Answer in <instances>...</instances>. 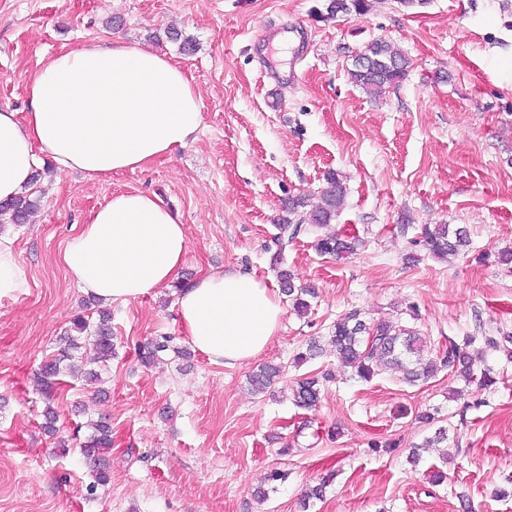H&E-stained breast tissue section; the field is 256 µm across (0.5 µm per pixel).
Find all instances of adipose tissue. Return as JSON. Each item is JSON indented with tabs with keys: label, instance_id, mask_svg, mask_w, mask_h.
Instances as JSON below:
<instances>
[{
	"label": "adipose tissue",
	"instance_id": "adipose-tissue-1",
	"mask_svg": "<svg viewBox=\"0 0 512 512\" xmlns=\"http://www.w3.org/2000/svg\"><path fill=\"white\" fill-rule=\"evenodd\" d=\"M29 110H0V201L29 186L41 155L87 178L142 168L185 146L203 123L199 94L165 55L119 41L51 58L28 82ZM187 252L177 213L144 191L113 195L71 238L61 261L84 293L128 304L168 283ZM277 293L228 270L183 288L177 316L191 345L234 366L260 354L281 317Z\"/></svg>",
	"mask_w": 512,
	"mask_h": 512
}]
</instances>
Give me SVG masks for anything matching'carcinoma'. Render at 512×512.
Returning <instances> with one entry per match:
<instances>
[{
  "instance_id": "cac0c4a2",
  "label": "carcinoma",
  "mask_w": 512,
  "mask_h": 512,
  "mask_svg": "<svg viewBox=\"0 0 512 512\" xmlns=\"http://www.w3.org/2000/svg\"><path fill=\"white\" fill-rule=\"evenodd\" d=\"M373 4L374 0H327L325 12L329 18L340 14L362 16L372 10ZM408 64L406 56L395 45L384 39H375L365 46L363 60H353L347 73L352 84L368 96L376 98L405 79ZM41 177V172H35V187L32 191L0 202V228L7 224L19 225L29 221L40 202V189L37 184ZM325 182L320 203L311 208L308 207L307 199L302 196L288 199V216L277 224L279 248L283 249L293 241L303 231V225L311 224L320 228L336 219L344 205L347 188L343 176L337 172L327 173ZM422 235L429 252L440 259L454 257L471 245L470 230L465 224L428 225L423 228ZM356 245V238L336 233L319 237L315 248L322 254L342 258L353 253ZM277 277L282 293L289 297L294 309L305 313L308 309L305 296L309 295V291L294 287L293 278L286 269L277 271ZM97 315L95 322L83 315L76 316L60 338L63 347L60 348L59 356L47 360L38 373L40 385L49 400L44 410L43 422V429L48 433L56 432L57 411L50 404V400L59 375H80L90 382L100 380L98 371L84 368L76 353L88 345L93 346L97 364L109 362L115 354L112 343V314L107 310H99ZM476 340L475 336H467L460 345L450 338L448 346L436 358H427L424 356V341L418 331L412 328L396 330L386 322L368 325L355 312L336 321L331 335L336 357L345 366L352 368L353 375L358 379L369 381L385 366L401 371L408 384L433 377L441 367L458 374L468 383L476 381L474 359L465 352V348ZM168 351L182 359L190 356V351L174 345L170 336L152 339L138 349V356L141 363L147 366L159 360L160 354ZM280 373V367L264 364L252 376L251 385L255 391L262 393ZM476 382L486 389L495 384L496 380L491 376V370L485 369L481 371ZM320 393L318 380H300L294 390L295 404L304 409L313 408L320 400ZM86 427L88 435L80 446V452L85 461L93 464V481L86 486L87 495L92 496L98 487L111 481L108 452L112 448V428L103 417L89 420Z\"/></svg>"
}]
</instances>
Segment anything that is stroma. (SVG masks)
<instances>
[{"instance_id": "stroma-1", "label": "stroma", "mask_w": 512, "mask_h": 512, "mask_svg": "<svg viewBox=\"0 0 512 512\" xmlns=\"http://www.w3.org/2000/svg\"><path fill=\"white\" fill-rule=\"evenodd\" d=\"M325 0H0V110L29 109L27 79L52 57L119 38L165 54L201 96L194 141L144 168L95 180L52 169L30 223L5 229L26 286L0 299V512H300L307 486L333 482L309 512H512V361L483 337L512 335V0H429L415 9L379 0L363 16H325ZM192 41L181 51L167 37ZM410 67L373 98L348 79L375 39ZM346 178L331 229L357 235L348 258L319 253L318 229L278 251L288 198L318 199L328 171ZM157 195L177 212L188 247L175 283L112 306L116 355L101 385L68 381L58 432L41 428V364L87 296L61 262L66 242L117 192ZM465 224L469 250L439 260L421 230ZM295 287L311 289L298 316L282 301L280 328L251 361L226 367L200 351L143 366L154 337L188 339L176 282L240 268L276 285L275 253ZM360 311L422 333L426 355L475 336L484 390L440 372L418 386L388 372L362 381L336 358L330 329ZM319 338L322 356L294 359ZM282 366L267 393L249 377ZM331 373L314 409L292 400L296 379ZM426 412L437 413L432 423ZM112 426V479L86 501L91 472L79 446L88 419ZM446 428L444 448L425 447ZM421 459L411 465L409 452ZM284 473L267 501L270 470ZM447 479L434 481L437 471Z\"/></svg>"}]
</instances>
